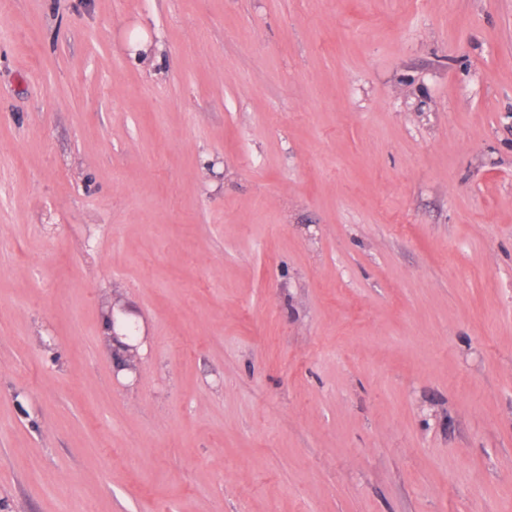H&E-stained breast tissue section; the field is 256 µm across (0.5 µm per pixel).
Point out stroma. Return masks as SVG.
<instances>
[{
  "instance_id": "1",
  "label": "stroma",
  "mask_w": 512,
  "mask_h": 512,
  "mask_svg": "<svg viewBox=\"0 0 512 512\" xmlns=\"http://www.w3.org/2000/svg\"><path fill=\"white\" fill-rule=\"evenodd\" d=\"M0 512H512V0H0Z\"/></svg>"
}]
</instances>
